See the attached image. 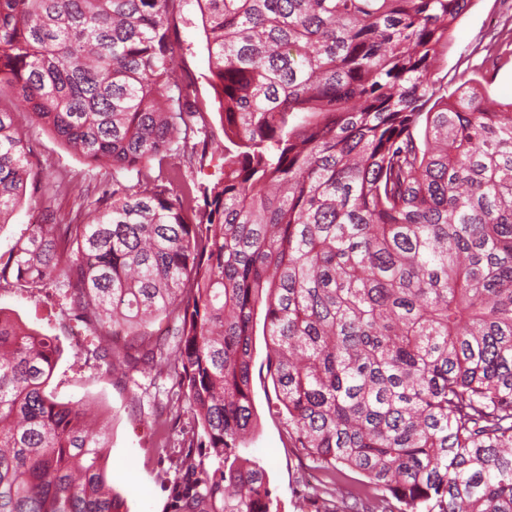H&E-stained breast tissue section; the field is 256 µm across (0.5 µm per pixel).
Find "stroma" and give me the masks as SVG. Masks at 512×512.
Returning <instances> with one entry per match:
<instances>
[{
	"label": "stroma",
	"instance_id": "obj_1",
	"mask_svg": "<svg viewBox=\"0 0 512 512\" xmlns=\"http://www.w3.org/2000/svg\"><path fill=\"white\" fill-rule=\"evenodd\" d=\"M506 26L512 27V14H504L502 0H472L456 25L441 69L449 86H456L461 73L477 74L489 77L490 99L512 100V55L504 54L494 64L486 60L492 34ZM178 27L174 54L187 87V107L199 111L217 129V103L208 83L207 53L195 0H186ZM17 126L40 183L31 200L0 229L1 255L8 254L29 224L49 216L56 223H68L77 209L88 208L98 197L111 193L114 181L128 184L135 180L134 175L116 177L111 168L88 164L46 129L30 125L26 119H19ZM0 307L40 334L56 338L63 354L48 389L57 400L76 405L92 399L105 410L111 434L109 480L124 498L127 512H163L167 493L156 480L162 466L159 451L180 448L192 435L190 416L177 412L172 403L175 388L166 368L159 364L124 365L112 371L100 368L94 354L96 339L76 320L55 289L31 290L11 278L0 283ZM253 344L252 396L258 430L245 454L265 469L279 512H312L303 492L323 474L292 447L283 422L270 416L267 401L274 398L275 390L266 369L263 334H255Z\"/></svg>",
	"mask_w": 512,
	"mask_h": 512
}]
</instances>
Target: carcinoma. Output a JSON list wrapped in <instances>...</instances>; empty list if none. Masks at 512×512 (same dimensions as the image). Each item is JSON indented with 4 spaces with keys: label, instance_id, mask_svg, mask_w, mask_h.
<instances>
[{
    "label": "carcinoma",
    "instance_id": "obj_1",
    "mask_svg": "<svg viewBox=\"0 0 512 512\" xmlns=\"http://www.w3.org/2000/svg\"><path fill=\"white\" fill-rule=\"evenodd\" d=\"M183 2L0 0V95L136 173L30 225L0 279L66 288L106 369L175 378L194 429L165 512H272L243 453L259 316L269 412L331 485L361 476L344 512H512V102L439 77L470 0H196L228 142L203 187L174 162L212 141L174 63ZM31 179L0 107L1 225ZM60 353L0 308V512H123L107 430L46 392Z\"/></svg>",
    "mask_w": 512,
    "mask_h": 512
}]
</instances>
